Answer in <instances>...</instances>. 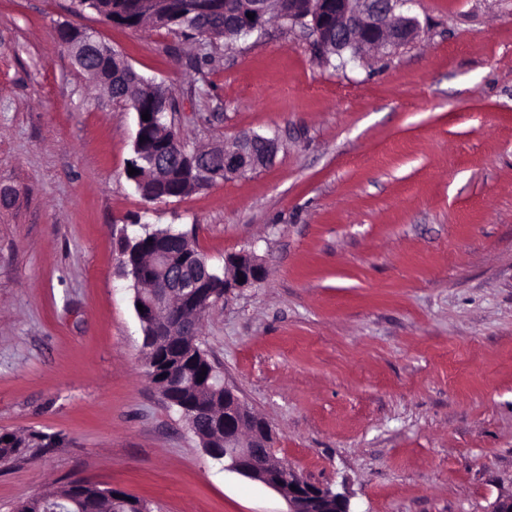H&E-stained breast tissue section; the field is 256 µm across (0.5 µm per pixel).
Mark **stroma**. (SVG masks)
Instances as JSON below:
<instances>
[{
	"label": "stroma",
	"instance_id": "obj_1",
	"mask_svg": "<svg viewBox=\"0 0 512 512\" xmlns=\"http://www.w3.org/2000/svg\"><path fill=\"white\" fill-rule=\"evenodd\" d=\"M416 43L334 68L300 27L230 44L77 0H0V512L83 480L155 512H286L226 471L144 373L123 236L254 253L198 342L277 456L351 512H490L512 494V0H411ZM91 32L165 85L187 148L278 140L267 167L148 204L137 116L59 43ZM5 437L11 438V441L5 442ZM48 438L38 432L0 434V460L4 462L16 460L23 457L29 448H48L52 443L50 439L49 442H45Z\"/></svg>",
	"mask_w": 512,
	"mask_h": 512
}]
</instances>
